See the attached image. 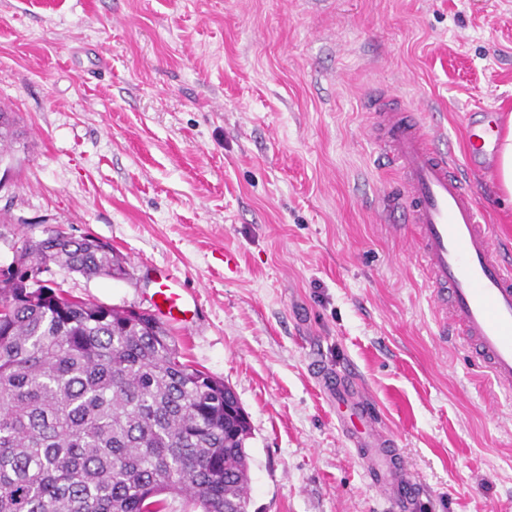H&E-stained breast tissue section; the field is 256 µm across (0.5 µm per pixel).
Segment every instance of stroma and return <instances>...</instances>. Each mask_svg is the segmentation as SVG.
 Here are the masks:
<instances>
[{
    "label": "stroma",
    "mask_w": 512,
    "mask_h": 512,
    "mask_svg": "<svg viewBox=\"0 0 512 512\" xmlns=\"http://www.w3.org/2000/svg\"><path fill=\"white\" fill-rule=\"evenodd\" d=\"M464 158L468 112L512 114V0H0V266L61 226L127 276L72 295L152 311L150 268L196 296L186 360L252 437L248 512H401L315 373L354 378L413 479L412 512H512V392L452 344L389 199L373 105ZM495 241L512 200L472 170ZM233 252L237 266L214 261Z\"/></svg>",
    "instance_id": "stroma-1"
}]
</instances>
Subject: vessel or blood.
I'll use <instances>...</instances> for the list:
<instances>
[{"mask_svg": "<svg viewBox=\"0 0 512 512\" xmlns=\"http://www.w3.org/2000/svg\"><path fill=\"white\" fill-rule=\"evenodd\" d=\"M499 126L491 110L469 115L465 130L467 167L453 153L440 151L419 122L387 120L382 140L399 176L397 201L409 224L417 255L428 273L439 312L497 384L512 389V257L495 244L483 209L467 181L468 167L491 169ZM153 306L170 322L189 323L197 303L169 269L152 279ZM338 406L358 421L371 422L369 408L345 386H337ZM367 449L374 489L396 496L410 512L414 482L387 440L374 432H350Z\"/></svg>", "mask_w": 512, "mask_h": 512, "instance_id": "vessel-or-blood-1", "label": "vessel or blood"}]
</instances>
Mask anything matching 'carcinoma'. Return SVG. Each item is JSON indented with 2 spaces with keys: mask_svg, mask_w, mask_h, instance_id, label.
<instances>
[{
  "mask_svg": "<svg viewBox=\"0 0 512 512\" xmlns=\"http://www.w3.org/2000/svg\"><path fill=\"white\" fill-rule=\"evenodd\" d=\"M15 140L0 111V160ZM14 261L121 277L117 254L56 227ZM145 312L0 270V512H248L249 422Z\"/></svg>",
  "mask_w": 512,
  "mask_h": 512,
  "instance_id": "1",
  "label": "carcinoma"
}]
</instances>
